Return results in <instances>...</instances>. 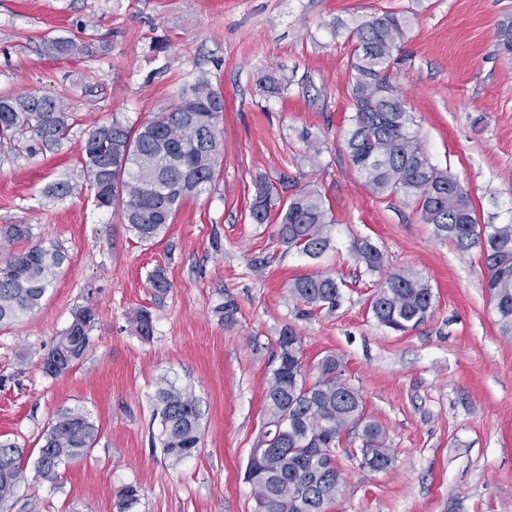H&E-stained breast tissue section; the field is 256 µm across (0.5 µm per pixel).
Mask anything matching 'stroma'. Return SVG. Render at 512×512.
<instances>
[{"label":"stroma","instance_id":"stroma-1","mask_svg":"<svg viewBox=\"0 0 512 512\" xmlns=\"http://www.w3.org/2000/svg\"><path fill=\"white\" fill-rule=\"evenodd\" d=\"M385 12L409 22L393 86L425 153L457 178L480 223H512V60L496 39L512 0H0V95L64 94L74 116L62 150L0 153V226L32 228L5 253L45 240L66 254L41 309L0 327V438L33 450L63 408L99 428L59 488L28 481L0 512H117L129 484L136 512H253L245 470L287 326L307 367L329 354L343 361L396 457L391 470L363 469L358 439H343L335 455L346 481L332 512H512V339L500 333L479 252L436 239L414 199L372 193L346 150L349 35ZM85 24L94 56L48 52V40ZM157 39L166 51L153 50ZM199 76L224 95L223 166L163 238L140 241L83 188L85 132L115 117L149 121ZM261 177L325 196L333 226L320 259L282 245L276 223H253ZM61 180L82 189L50 196ZM362 239L388 270L428 278L435 308L417 329L374 319L378 277L356 259ZM159 267L163 294L148 282ZM317 273L341 279L336 308L290 296L294 278ZM228 301L229 319L219 312ZM84 306L98 315L86 355L45 376L44 355ZM141 309L153 318L148 341L132 324ZM163 376L189 387L202 412L199 450L176 465L152 439Z\"/></svg>","mask_w":512,"mask_h":512}]
</instances>
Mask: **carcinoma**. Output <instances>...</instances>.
<instances>
[{"mask_svg": "<svg viewBox=\"0 0 512 512\" xmlns=\"http://www.w3.org/2000/svg\"><path fill=\"white\" fill-rule=\"evenodd\" d=\"M406 21L385 12L352 30L351 97L354 112L346 149L352 168L365 176L377 195L403 194L417 204L420 219L435 237L457 250H479L486 288L495 302L502 335L512 337V224H480L472 202L457 179L431 164L411 132L415 120L391 85L392 51L404 38ZM90 38H55L48 48L59 56L90 53ZM224 95L199 79L180 93L154 119L129 124L118 117L94 124L86 132L82 168L87 188L100 208L118 212L122 223L142 241L166 234L183 200L206 190L222 162ZM73 128L62 96L30 92L0 96V150L34 157L58 151ZM276 213L279 241L310 258L330 245V209L315 190H301L281 201L273 183L260 180L250 203L254 223L265 224ZM3 237H32L29 224H7ZM356 257L368 272L382 275L370 300L379 324L408 332L423 324L434 309L428 280L413 269L385 271L384 254L369 240L355 245ZM66 260L53 243L0 259V325L12 324L37 311ZM342 282L329 274L299 277L290 286L296 301L335 308ZM136 333L154 334L151 314L134 318ZM95 313L81 307L42 360L45 375L70 371L91 345ZM277 366L267 381L266 431L259 442L272 449L260 462L249 460L246 479L252 487L254 512H330L345 483L333 449L343 434L360 442V466L381 471L395 462L386 445L383 425L366 412L361 392L343 379L342 361L323 357L309 372L301 339L291 327L278 338ZM159 420L162 453L174 463L193 456L201 442V411L192 391L161 377L152 396ZM99 427L79 410H60L43 434L33 461L34 478L55 488L60 470L86 456L96 445ZM27 478L24 449L0 440V504L11 499ZM138 489L126 486L118 512H132Z\"/></svg>", "mask_w": 512, "mask_h": 512, "instance_id": "carcinoma-1", "label": "carcinoma"}]
</instances>
